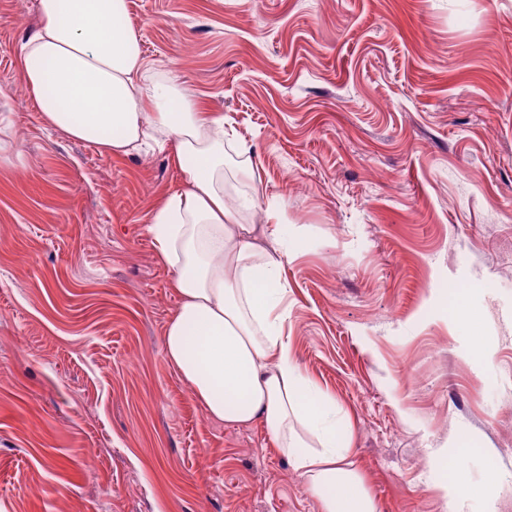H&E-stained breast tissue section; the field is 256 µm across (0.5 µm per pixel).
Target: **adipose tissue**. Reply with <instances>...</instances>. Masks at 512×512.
I'll list each match as a JSON object with an SVG mask.
<instances>
[{"mask_svg":"<svg viewBox=\"0 0 512 512\" xmlns=\"http://www.w3.org/2000/svg\"><path fill=\"white\" fill-rule=\"evenodd\" d=\"M38 29L21 48L20 71L46 124L115 156L175 142L185 187L157 200L150 230L174 270L180 303L165 335L168 362L211 418L263 425L321 512H377L354 461L350 422L306 376L288 344L280 206L264 229L248 224L255 195L229 198L253 174L246 148L224 164V115L201 111L174 81L150 70L128 22L127 0H37ZM431 478L449 503L484 499L453 453Z\"/></svg>","mask_w":512,"mask_h":512,"instance_id":"1","label":"adipose tissue"}]
</instances>
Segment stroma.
<instances>
[{
	"label": "stroma",
	"mask_w": 512,
	"mask_h": 512,
	"mask_svg": "<svg viewBox=\"0 0 512 512\" xmlns=\"http://www.w3.org/2000/svg\"><path fill=\"white\" fill-rule=\"evenodd\" d=\"M143 59L223 113L304 246L293 356L352 423L377 512H448L450 450L512 503V0H127ZM0 0V512H320L258 424L207 417L166 359L149 230L173 146L47 128ZM493 353L465 355L459 312Z\"/></svg>",
	"instance_id": "1"
}]
</instances>
